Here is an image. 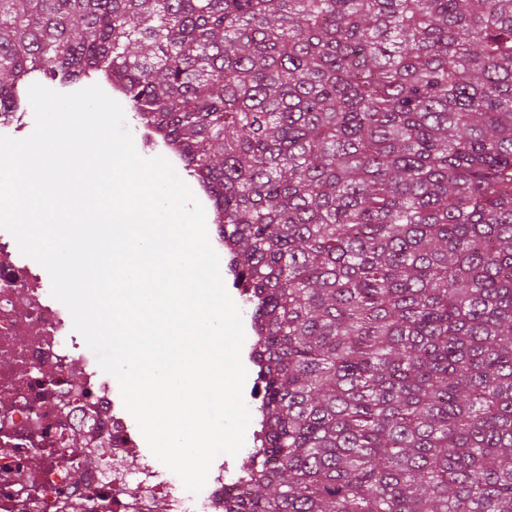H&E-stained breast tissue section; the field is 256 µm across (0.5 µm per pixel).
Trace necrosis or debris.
Returning a JSON list of instances; mask_svg holds the SVG:
<instances>
[{"label": "necrosis or debris", "mask_w": 512, "mask_h": 512, "mask_svg": "<svg viewBox=\"0 0 512 512\" xmlns=\"http://www.w3.org/2000/svg\"><path fill=\"white\" fill-rule=\"evenodd\" d=\"M248 486L227 459L194 494L142 454L109 374L0 229V512H224Z\"/></svg>", "instance_id": "necrosis-or-debris-1"}]
</instances>
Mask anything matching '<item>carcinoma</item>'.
<instances>
[{
  "mask_svg": "<svg viewBox=\"0 0 512 512\" xmlns=\"http://www.w3.org/2000/svg\"><path fill=\"white\" fill-rule=\"evenodd\" d=\"M205 187L260 321L225 512H512V0H0Z\"/></svg>",
  "mask_w": 512,
  "mask_h": 512,
  "instance_id": "1",
  "label": "carcinoma"
}]
</instances>
